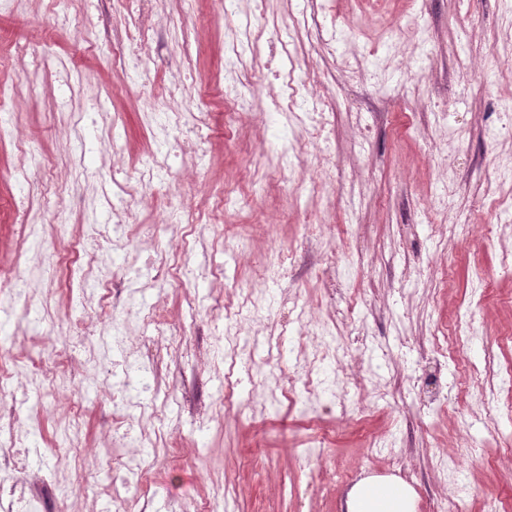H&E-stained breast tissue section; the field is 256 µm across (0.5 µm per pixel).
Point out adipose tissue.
<instances>
[{
  "mask_svg": "<svg viewBox=\"0 0 512 512\" xmlns=\"http://www.w3.org/2000/svg\"><path fill=\"white\" fill-rule=\"evenodd\" d=\"M346 512H416L415 496L405 482L371 477L359 481L349 492Z\"/></svg>",
  "mask_w": 512,
  "mask_h": 512,
  "instance_id": "obj_1",
  "label": "adipose tissue"
}]
</instances>
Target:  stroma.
<instances>
[{"label":"stroma","mask_w":512,"mask_h":512,"mask_svg":"<svg viewBox=\"0 0 512 512\" xmlns=\"http://www.w3.org/2000/svg\"><path fill=\"white\" fill-rule=\"evenodd\" d=\"M295 4L267 0L257 85L240 91L234 115L224 112L223 23L187 33L174 4L164 6L173 20L145 67L167 84L174 55L190 43L191 95L209 114L213 151L201 171L176 157L162 169L169 208L129 203L133 223L156 227L138 264L158 263L173 236L191 243L154 290L169 324L134 327L130 338L143 368L126 378L143 393L126 429L144 436L142 476L95 448L69 498L84 512H112L116 491L133 512L186 503L193 512H345L358 481L394 476L414 489L416 512H484L490 501L512 512V208L498 203L512 189V0H324V23L336 28L328 50L295 33ZM64 14L87 25L88 38L60 27ZM125 15L121 0H21L0 15V87L29 146L51 160L22 166L13 142H0V269L16 268L19 171L62 185L46 221L91 225L93 245L109 230L103 196L113 166L134 180L153 164L152 133L167 107L146 104L139 73L113 69ZM417 26L420 43L410 34ZM284 39L298 57L294 80L318 72L330 96L328 154L311 150L293 165L288 146L307 132L277 139L287 118L267 90ZM65 69L74 91L61 112ZM76 121L83 138L70 144ZM107 140L110 165L101 161ZM326 163L332 185L311 192ZM197 179L237 184L244 205L223 223L184 228L179 193ZM312 212L325 226L308 238ZM336 248L349 263L333 266ZM277 250L292 262L267 267ZM182 265L194 275H181ZM55 344L78 363L106 352L110 369L122 370L125 354L109 337ZM487 386L491 408L481 399ZM69 395L85 410L77 432L52 413L31 420L36 405ZM20 400L46 479L64 470L73 438L112 425V394L93 379L75 394L65 382L44 392L0 379V408Z\"/></svg>","instance_id":"stroma-1"}]
</instances>
